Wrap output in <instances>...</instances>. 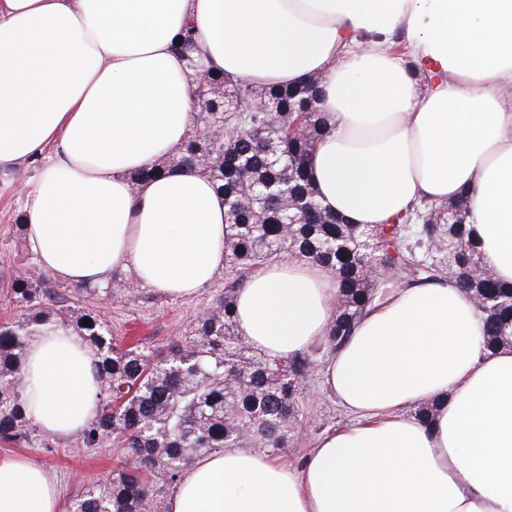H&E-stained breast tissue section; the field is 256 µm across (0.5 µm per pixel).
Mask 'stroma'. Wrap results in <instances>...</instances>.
I'll return each mask as SVG.
<instances>
[{"mask_svg": "<svg viewBox=\"0 0 512 512\" xmlns=\"http://www.w3.org/2000/svg\"><path fill=\"white\" fill-rule=\"evenodd\" d=\"M37 167L27 164L0 169V309L9 304V289L15 276L24 272L39 275V266L24 264L27 254L19 225L22 210V183L32 180ZM224 274L215 278L192 298H175L155 289L131 286L128 277L115 275L108 290L78 297L75 286L50 279L48 285L58 304L81 302L83 308L107 317L112 333L124 342L147 349L190 335L197 317L224 292ZM305 410L300 428L284 455L285 462L297 465L325 432L351 424L352 417L322 387L320 373L305 381ZM53 452L41 448L30 454L56 477L63 501H70L85 485L111 478L119 463V452L112 445L86 448L80 438L57 440Z\"/></svg>", "mask_w": 512, "mask_h": 512, "instance_id": "obj_1", "label": "stroma"}]
</instances>
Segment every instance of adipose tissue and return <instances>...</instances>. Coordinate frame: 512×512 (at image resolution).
Segmentation results:
<instances>
[{"label": "adipose tissue", "mask_w": 512, "mask_h": 512, "mask_svg": "<svg viewBox=\"0 0 512 512\" xmlns=\"http://www.w3.org/2000/svg\"><path fill=\"white\" fill-rule=\"evenodd\" d=\"M190 27L235 79L319 77L328 131L307 170L326 210L368 229L423 198H465L484 265L512 283V0H0V167L42 164L21 222L44 271L98 288L124 273L191 298L223 268L226 208L207 177L130 180L191 132L198 83L174 49ZM336 291L316 264L268 265L237 291V332L293 357L326 338ZM97 360L64 327L29 343L24 410L44 435L99 417ZM323 384L353 421L302 465L259 448L202 455L168 512H512V346L487 350L454 280L391 290ZM0 512H63L56 481L0 457Z\"/></svg>", "instance_id": "adipose-tissue-1"}]
</instances>
